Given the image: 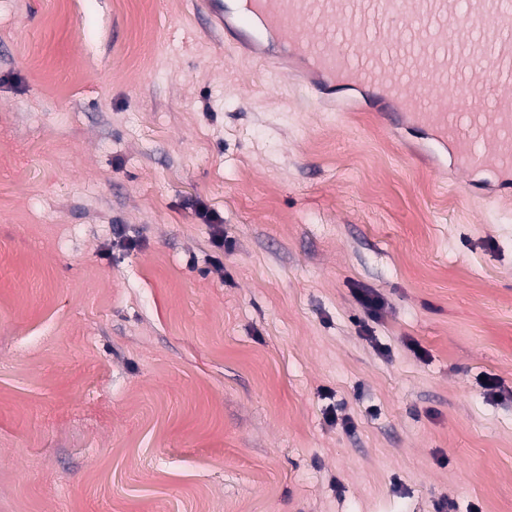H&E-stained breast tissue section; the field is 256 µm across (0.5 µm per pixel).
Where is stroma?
<instances>
[{
  "mask_svg": "<svg viewBox=\"0 0 512 512\" xmlns=\"http://www.w3.org/2000/svg\"><path fill=\"white\" fill-rule=\"evenodd\" d=\"M179 2L0 0V512H512V189Z\"/></svg>",
  "mask_w": 512,
  "mask_h": 512,
  "instance_id": "stroma-1",
  "label": "stroma"
}]
</instances>
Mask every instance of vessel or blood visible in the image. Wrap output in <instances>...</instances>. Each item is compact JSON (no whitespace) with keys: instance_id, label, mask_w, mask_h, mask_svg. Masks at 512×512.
Listing matches in <instances>:
<instances>
[{"instance_id":"obj_1","label":"vessel or blood","mask_w":512,"mask_h":512,"mask_svg":"<svg viewBox=\"0 0 512 512\" xmlns=\"http://www.w3.org/2000/svg\"><path fill=\"white\" fill-rule=\"evenodd\" d=\"M195 13L253 60L289 62L327 90L372 93L376 118L400 116L452 145L455 163L512 182V0H194ZM431 75L434 94L415 88ZM458 109H449L445 90ZM485 104L472 106L475 95Z\"/></svg>"}]
</instances>
